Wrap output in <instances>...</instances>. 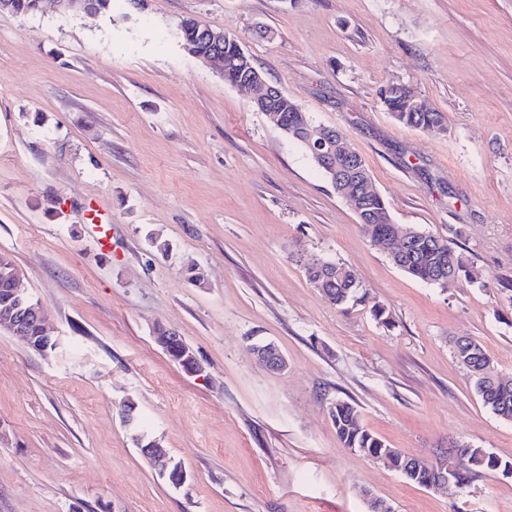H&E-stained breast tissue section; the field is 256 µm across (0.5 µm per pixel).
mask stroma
Returning <instances> with one entry per match:
<instances>
[{
    "mask_svg": "<svg viewBox=\"0 0 512 512\" xmlns=\"http://www.w3.org/2000/svg\"><path fill=\"white\" fill-rule=\"evenodd\" d=\"M187 17L239 35L364 157L396 223L447 237L469 277L443 288L396 267L305 149L188 53ZM396 81L444 130L391 118L379 90ZM0 253L57 343L36 353L0 332V512H369L372 498L394 512H512V475L461 458L466 484L420 487L342 447L329 414L349 402L390 447L429 461L456 442L512 460V421L483 405L450 348L471 337L512 376V299L497 288L512 279V0L0 12ZM300 255L351 267L363 300L333 304ZM191 263L201 282L184 275ZM159 327L204 378L169 359ZM268 342L284 370L257 362ZM128 398L134 426L117 412ZM138 435L185 483L158 475Z\"/></svg>",
    "mask_w": 512,
    "mask_h": 512,
    "instance_id": "35a3bbf8",
    "label": "stroma"
}]
</instances>
